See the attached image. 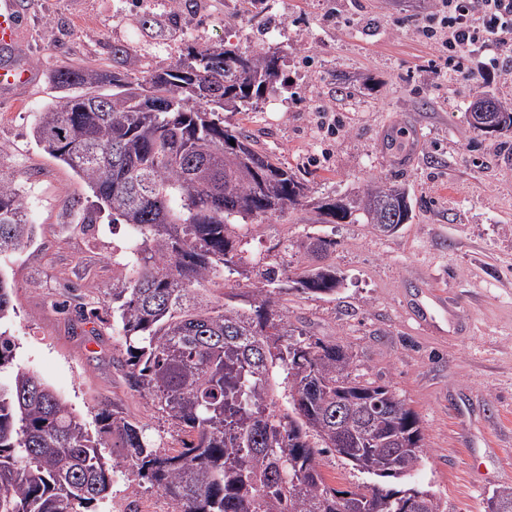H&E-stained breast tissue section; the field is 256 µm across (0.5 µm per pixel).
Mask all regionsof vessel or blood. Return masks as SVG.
Returning <instances> with one entry per match:
<instances>
[{
    "label": "vessel or blood",
    "mask_w": 512,
    "mask_h": 512,
    "mask_svg": "<svg viewBox=\"0 0 512 512\" xmlns=\"http://www.w3.org/2000/svg\"><path fill=\"white\" fill-rule=\"evenodd\" d=\"M23 16L19 0H0V94L5 96L36 81L24 56Z\"/></svg>",
    "instance_id": "1"
}]
</instances>
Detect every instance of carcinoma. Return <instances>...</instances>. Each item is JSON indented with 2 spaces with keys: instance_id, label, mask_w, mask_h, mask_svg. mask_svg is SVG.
Returning a JSON list of instances; mask_svg holds the SVG:
<instances>
[{
  "instance_id": "cac0c4a2",
  "label": "carcinoma",
  "mask_w": 512,
  "mask_h": 512,
  "mask_svg": "<svg viewBox=\"0 0 512 512\" xmlns=\"http://www.w3.org/2000/svg\"><path fill=\"white\" fill-rule=\"evenodd\" d=\"M280 61L250 46L189 45L175 64L154 68L114 44L110 72L52 71L62 95L38 113L33 137L87 183L112 223L129 228L128 273L112 281L126 375L187 437L173 452L160 448L108 408L89 429L16 362L14 285L0 273V512H88L119 472L160 491L176 512H443L422 485L341 491L320 469V449L332 448L364 473L408 479L425 443L405 401L352 375V356L293 328L275 298L338 293L342 277L326 261L334 242L302 244L316 261L291 274L249 255L243 226L306 206L309 192L249 131L224 126V113L257 108ZM130 67L141 82L128 80ZM483 99L499 115L497 132H512V107ZM314 212L378 232L407 223L412 207L402 184L373 182ZM32 235L13 179L1 176L0 261ZM250 273L244 304L225 303ZM277 368L288 378L286 413L274 410ZM105 448L122 453L109 458ZM487 508L512 512V488L493 493Z\"/></svg>"
}]
</instances>
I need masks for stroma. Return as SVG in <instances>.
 Segmentation results:
<instances>
[{
	"mask_svg": "<svg viewBox=\"0 0 512 512\" xmlns=\"http://www.w3.org/2000/svg\"><path fill=\"white\" fill-rule=\"evenodd\" d=\"M22 2L26 56L41 78L20 98H0V174L14 178L35 227L32 241L0 264L14 284L17 361L86 421L111 406L160 447L179 448V427L130 387L124 340L112 332V258L128 229L95 214L88 185L42 151L32 128L58 94L49 71L111 68L113 44L159 68L189 43L264 44L281 56L280 78L256 111L225 113V124L251 130L316 199L400 180L414 218L386 236L291 209L263 218L253 254L294 265L296 244L333 241L339 293L285 295L289 321L343 345L356 375L390 386L417 414L425 442L417 475L445 512H486L493 492L512 487V134L474 129L466 109L486 94L512 104V74L486 70L477 52L466 76H440L443 60L414 31L435 0H192L181 29L160 35L139 20L166 13L171 0ZM258 12L267 27L247 34L245 20ZM285 240L293 244L286 253ZM435 291L454 303L463 331L449 333L441 317L428 330L409 315L410 304ZM88 304L97 316L80 320ZM319 463L333 487L370 481L336 452ZM145 505L173 512L160 492L122 477L94 512Z\"/></svg>",
	"mask_w": 512,
	"mask_h": 512,
	"instance_id": "1",
	"label": "stroma"
}]
</instances>
